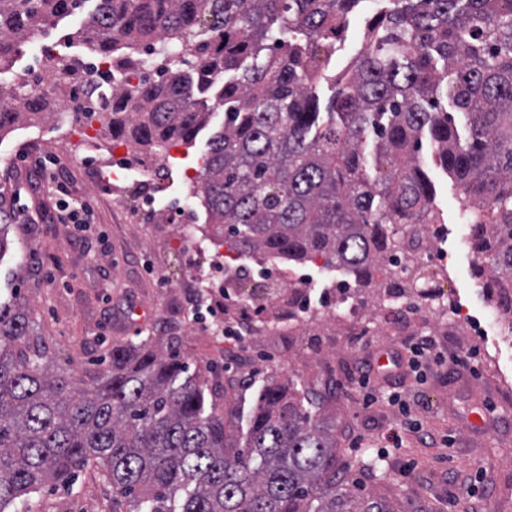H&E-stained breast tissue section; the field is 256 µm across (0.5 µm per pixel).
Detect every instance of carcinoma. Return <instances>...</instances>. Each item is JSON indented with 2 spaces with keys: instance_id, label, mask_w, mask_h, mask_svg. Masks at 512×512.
<instances>
[{
  "instance_id": "carcinoma-1",
  "label": "carcinoma",
  "mask_w": 512,
  "mask_h": 512,
  "mask_svg": "<svg viewBox=\"0 0 512 512\" xmlns=\"http://www.w3.org/2000/svg\"><path fill=\"white\" fill-rule=\"evenodd\" d=\"M364 0H97L79 36L101 55L122 44L111 72L61 60L68 101L136 158L190 145L224 107L190 193L217 245L242 256L303 264L323 259L358 295L391 297V268L424 224H439L419 153L459 186L494 306L512 313V0H370L353 64L328 74L327 57ZM86 0H0V62L32 30ZM295 37L268 43L273 30ZM156 46L158 78L131 83L138 49ZM333 95L320 111L316 86ZM112 87V104L96 92ZM450 88L456 124L440 100ZM33 90L0 112V132L45 116ZM375 137L366 154L365 132ZM394 172L371 177L370 163ZM11 214L0 196V254ZM381 280H376V276ZM0 302V512L88 466L103 471L133 512H396L384 497L341 489L328 404L309 410L293 379H268L236 426L235 387L209 385L155 336L113 345L105 368L54 369L22 298Z\"/></svg>"
}]
</instances>
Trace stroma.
<instances>
[{"instance_id":"stroma-1","label":"stroma","mask_w":512,"mask_h":512,"mask_svg":"<svg viewBox=\"0 0 512 512\" xmlns=\"http://www.w3.org/2000/svg\"><path fill=\"white\" fill-rule=\"evenodd\" d=\"M83 23V15H69L39 33L56 44L61 57L85 59L94 49L75 36ZM223 123V112H214L193 146L161 151L159 183H142L138 173L128 172L118 198L107 187L91 184L99 152L56 116L0 132V158L8 160L0 167V191L20 192L27 217L13 226L12 245L0 257V298L9 299L19 272H26V304L51 347L55 368L65 372L83 373L112 345L151 334L173 340L190 366L235 379L244 415L270 375L301 382L310 397H324L330 405L338 446L354 464L349 489L386 496L397 512H512V337L498 335L491 325L498 312L475 274V259L459 242L458 189L430 149L422 151V167L448 230L442 246L458 259L445 275L454 302L478 316L483 330L468 332L444 307L409 328L412 336L435 334L447 354L472 349L476 357L464 368L448 365L423 384L402 376L395 389L434 443L426 447L410 437L402 447L388 448L382 435L399 421L397 410L383 398L364 406L357 389L364 360L390 352L401 341L386 321L383 294L366 290L361 324L339 323L326 318L323 296L326 284L342 278V271L293 264V279L309 284L310 317L292 333L280 334L259 316L256 335L229 342L222 331L239 322L238 296L218 290L224 272L213 240L199 239L187 248L173 225L138 223L136 209L144 200L189 191L207 140ZM39 159L52 161V173L64 178L73 199L98 202V236L57 223L43 194L28 189ZM188 275L197 287L178 314L170 315V288ZM209 306L215 316L199 319ZM477 413L484 418L479 427L470 423ZM13 512H129V505L113 498L99 470L88 468L71 484L47 487L28 503L16 504Z\"/></svg>"}]
</instances>
